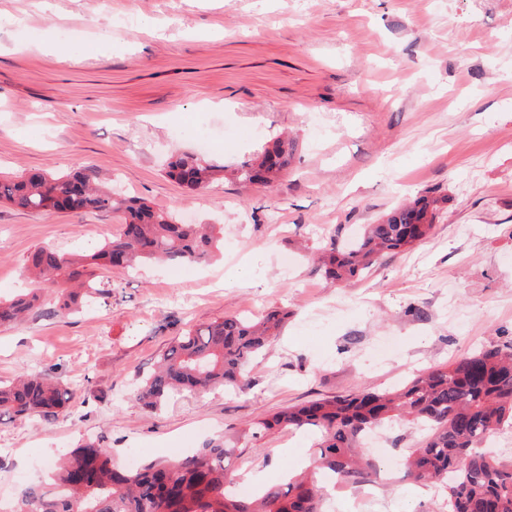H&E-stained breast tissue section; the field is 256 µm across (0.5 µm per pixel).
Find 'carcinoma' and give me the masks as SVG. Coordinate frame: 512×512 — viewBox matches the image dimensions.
Instances as JSON below:
<instances>
[{
    "mask_svg": "<svg viewBox=\"0 0 512 512\" xmlns=\"http://www.w3.org/2000/svg\"><path fill=\"white\" fill-rule=\"evenodd\" d=\"M288 157V141L278 140L237 170V178L270 183L288 167ZM223 172L224 166L192 154L171 159L166 170L170 179L193 192L206 189ZM0 202L31 211L124 210L118 233L91 254L78 257L43 246L29 257L28 269L40 286L57 289L55 315L112 294V284L97 278L96 268L198 263L212 259L220 241L215 229L185 224L172 211L116 199L112 188L87 167L62 176L33 172L0 177ZM438 215V200L421 198L396 209L381 224L366 225L354 246L340 250L331 244L322 260L325 279L341 281L385 254L411 248L430 233ZM43 311L36 293L0 299V327ZM287 316L274 308L254 318L227 315L185 330L142 378L136 398L154 410L175 394L244 387L249 365L278 336ZM72 398L73 392L60 384L29 376L0 384V416L50 420ZM403 422L426 431L408 449L407 479L444 485L448 512H512V459L482 450L504 424L512 425V343L461 355L398 389L356 390L289 405L249 423L242 433L253 439L282 428L319 434L317 454L302 475L253 497L229 490L238 449L223 437L194 453L136 470L111 467V449L87 443L53 465L51 481L24 484L11 512H325L326 490L318 475L344 486L371 483L377 466L362 448L363 435Z\"/></svg>",
    "mask_w": 512,
    "mask_h": 512,
    "instance_id": "1",
    "label": "carcinoma"
}]
</instances>
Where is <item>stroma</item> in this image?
Returning <instances> with one entry per match:
<instances>
[{
    "instance_id": "obj_1",
    "label": "stroma",
    "mask_w": 512,
    "mask_h": 512,
    "mask_svg": "<svg viewBox=\"0 0 512 512\" xmlns=\"http://www.w3.org/2000/svg\"><path fill=\"white\" fill-rule=\"evenodd\" d=\"M0 15L19 20L0 26V176L85 166L224 232L209 263L108 269L111 298L0 328V381L41 372L76 392L51 422L0 417V507L87 440L117 468L133 448L145 464L171 460L278 407L392 389L512 339V0H0ZM53 29L112 52L57 58L36 42ZM280 137L295 151L273 183L236 178ZM200 153L223 179L191 193L165 177L168 157ZM419 196L442 200L426 238L344 283L324 279L326 244ZM123 221L0 203V296L32 289L37 247L89 251ZM240 265L249 277L228 279ZM270 307L288 321L247 387L153 411L136 400L188 327ZM382 438L387 512H448L444 488L403 476L422 431L397 424ZM315 441L288 429L240 441L235 478L280 484Z\"/></svg>"
}]
</instances>
